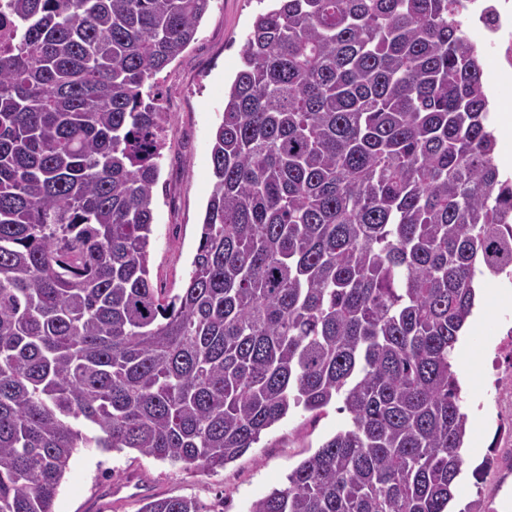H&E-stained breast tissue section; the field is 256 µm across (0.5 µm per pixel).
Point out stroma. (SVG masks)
Returning <instances> with one entry per match:
<instances>
[{"label":"stroma","instance_id":"stroma-1","mask_svg":"<svg viewBox=\"0 0 512 512\" xmlns=\"http://www.w3.org/2000/svg\"><path fill=\"white\" fill-rule=\"evenodd\" d=\"M270 0H212L194 41L158 75V103L170 115L153 193L150 276L175 295L192 270L201 224L212 190L211 148L227 92L240 65V54L254 17L270 8ZM512 327V302L455 348L456 368L467 370L462 386L470 420L466 457L455 482L453 512L476 495L501 500L512 488V447L498 445V415L492 378L487 372L492 338ZM348 421L328 406L319 416L296 411L264 431L245 455L215 470H185L133 450L82 448L75 454L54 503V512H138L146 497H193L208 512H250L252 504L272 489ZM482 467V480L472 475Z\"/></svg>","mask_w":512,"mask_h":512}]
</instances>
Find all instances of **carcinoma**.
Returning <instances> with one entry per match:
<instances>
[{
    "instance_id": "carcinoma-1",
    "label": "carcinoma",
    "mask_w": 512,
    "mask_h": 512,
    "mask_svg": "<svg viewBox=\"0 0 512 512\" xmlns=\"http://www.w3.org/2000/svg\"><path fill=\"white\" fill-rule=\"evenodd\" d=\"M210 2L8 0L0 512H53L78 448L213 470L333 402L349 425L251 512H448L468 424L452 352L477 277H512L482 48L456 0H274L169 297L148 268L170 121L149 80Z\"/></svg>"
}]
</instances>
